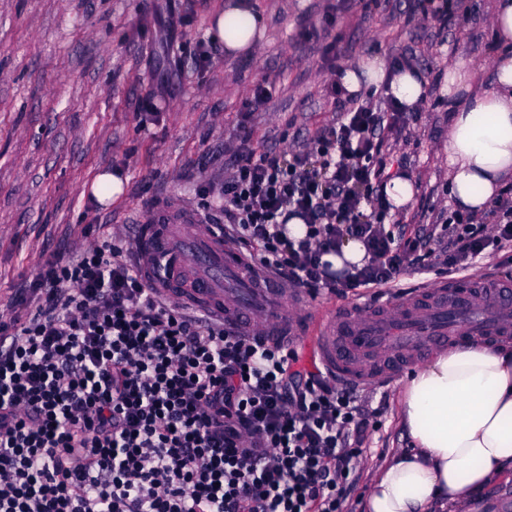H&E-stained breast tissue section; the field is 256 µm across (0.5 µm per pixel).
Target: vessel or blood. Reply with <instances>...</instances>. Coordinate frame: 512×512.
<instances>
[{"label":"vessel or blood","instance_id":"obj_1","mask_svg":"<svg viewBox=\"0 0 512 512\" xmlns=\"http://www.w3.org/2000/svg\"><path fill=\"white\" fill-rule=\"evenodd\" d=\"M130 256L165 300L270 343L312 345L327 374L360 386L386 384L400 366L448 342L512 335V282L502 279L487 288L423 289L317 323L305 313L309 296L225 243L219 225L164 204L132 225Z\"/></svg>","mask_w":512,"mask_h":512}]
</instances>
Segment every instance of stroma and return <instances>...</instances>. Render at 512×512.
Returning a JSON list of instances; mask_svg holds the SVG:
<instances>
[{
	"mask_svg": "<svg viewBox=\"0 0 512 512\" xmlns=\"http://www.w3.org/2000/svg\"><path fill=\"white\" fill-rule=\"evenodd\" d=\"M225 0H0V301L54 255L125 231L166 204L224 221L217 192L242 126L254 154L311 143L336 117L327 92L341 70L379 56L412 59L430 94L389 140L392 175L415 194L386 223L397 233L447 225L451 62L488 85L497 50L493 0H249L263 18L251 56L228 57L208 34ZM446 12L437 20L436 8ZM268 101L245 112L251 88ZM157 118H150L151 109ZM120 173L122 195L98 203L90 185ZM408 375L361 396L371 418L346 502L363 512L374 468L406 447L397 400Z\"/></svg>",
	"mask_w": 512,
	"mask_h": 512,
	"instance_id": "35a3bbf8",
	"label": "stroma"
}]
</instances>
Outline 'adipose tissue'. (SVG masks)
<instances>
[{
  "label": "adipose tissue",
  "mask_w": 512,
  "mask_h": 512,
  "mask_svg": "<svg viewBox=\"0 0 512 512\" xmlns=\"http://www.w3.org/2000/svg\"><path fill=\"white\" fill-rule=\"evenodd\" d=\"M258 17L225 4L209 32L229 56L255 50ZM491 31L499 54L491 87L477 84L465 62L449 66L445 90L448 191L456 207L483 214L512 181V0H494ZM349 93L389 87L408 111L426 101L418 70L389 73L378 57L343 69ZM402 424L413 442L374 474L366 512H439L470 508L475 496L512 471V344L470 340L441 351L409 378L399 397Z\"/></svg>",
  "instance_id": "adipose-tissue-1"
}]
</instances>
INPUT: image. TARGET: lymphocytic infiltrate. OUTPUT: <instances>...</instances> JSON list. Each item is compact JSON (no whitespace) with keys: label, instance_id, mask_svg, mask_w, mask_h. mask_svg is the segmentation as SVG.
I'll return each mask as SVG.
<instances>
[{"label":"lymphocytic infiltrate","instance_id":"1","mask_svg":"<svg viewBox=\"0 0 512 512\" xmlns=\"http://www.w3.org/2000/svg\"><path fill=\"white\" fill-rule=\"evenodd\" d=\"M338 117L313 146L254 155L224 176L227 237L281 280L342 297L434 258L452 271L512 249V199L446 244L396 236L384 218L386 133L406 113L339 83ZM302 218L305 237L287 235ZM360 240L368 262L321 257ZM0 317V512H344L368 428L354 386L162 301L121 240L44 265Z\"/></svg>","mask_w":512,"mask_h":512}]
</instances>
